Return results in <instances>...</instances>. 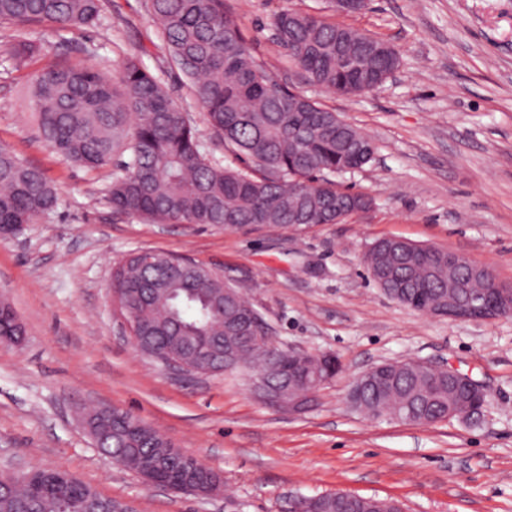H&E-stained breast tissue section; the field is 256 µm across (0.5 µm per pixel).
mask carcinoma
Masks as SVG:
<instances>
[{
    "label": "carcinoma",
    "mask_w": 512,
    "mask_h": 512,
    "mask_svg": "<svg viewBox=\"0 0 512 512\" xmlns=\"http://www.w3.org/2000/svg\"><path fill=\"white\" fill-rule=\"evenodd\" d=\"M147 9L212 133L244 166L210 160L187 108L137 60L124 61L111 80L90 65L48 55L30 38V29L45 23L59 30L99 24L101 0H0V25L12 29L3 48L7 60L19 69L36 56L46 59L25 94L46 145L89 169L119 156L108 190L115 212L156 224L302 231L367 207L364 196L341 189L334 177L374 159L372 138L350 124L348 137L336 135L335 112L271 77L224 0H148ZM272 25L278 44L308 81L341 97L370 92L399 66L393 46L349 26L288 11L275 14ZM57 203L45 173L0 145V236L17 233L19 225L50 213ZM364 264L394 300L417 309L448 299L460 284L475 293L490 286L464 267L448 269L446 250L401 238L375 240ZM112 275L122 298L140 310L135 333L146 337L145 350L175 349L193 340L211 344L215 368L233 370L246 356L258 380L312 376L286 353L268 364L243 319L252 305L235 288L224 294L225 284L207 268L160 253L149 267L130 256ZM364 400L387 415L432 424L465 397L439 372L414 362L366 391ZM102 452L138 473L149 459L166 455L167 466L154 478L173 488L182 484L183 462L168 454V442L152 428L131 435L116 418ZM94 496L81 482L47 495L18 480L0 490V512H85ZM334 497V512H372L374 502L384 512L402 508L395 499L345 492Z\"/></svg>",
    "instance_id": "cac0c4a2"
}]
</instances>
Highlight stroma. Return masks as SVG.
I'll return each mask as SVG.
<instances>
[{
  "instance_id": "obj_1",
  "label": "stroma",
  "mask_w": 512,
  "mask_h": 512,
  "mask_svg": "<svg viewBox=\"0 0 512 512\" xmlns=\"http://www.w3.org/2000/svg\"><path fill=\"white\" fill-rule=\"evenodd\" d=\"M270 74L372 137L375 159L339 184L371 198L337 224L227 230L116 215L112 165H70L41 140L22 100L40 61L0 56V145L54 181L51 213L0 238V300L25 327L0 344V477L63 467L135 512H290L300 496L393 498L404 512H512V315L430 317L387 297L363 262L382 237L454 251L512 285V0H224ZM283 10L316 11L388 41L400 65L377 90L339 98L309 83L274 36ZM103 23L31 36L71 64L114 77L135 58L171 96L186 78L163 60L145 0H102ZM181 256L246 294L280 346L335 354L342 372L293 414L251 395L250 370L176 376L134 351L112 271L130 253ZM445 365L482 385L476 421L373 419L348 402L353 379L388 360ZM116 407L224 477L202 498L145 487L114 466L82 425Z\"/></svg>"
}]
</instances>
